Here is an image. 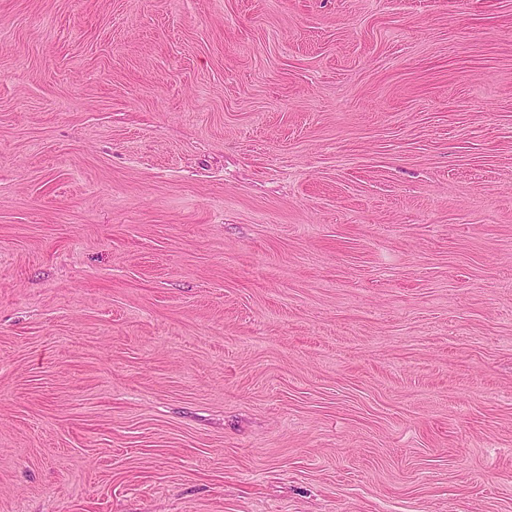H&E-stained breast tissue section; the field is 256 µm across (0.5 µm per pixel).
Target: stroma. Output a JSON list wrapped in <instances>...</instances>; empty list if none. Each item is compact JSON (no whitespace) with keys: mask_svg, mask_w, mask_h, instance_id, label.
Instances as JSON below:
<instances>
[{"mask_svg":"<svg viewBox=\"0 0 512 512\" xmlns=\"http://www.w3.org/2000/svg\"><path fill=\"white\" fill-rule=\"evenodd\" d=\"M0 512H512V0H0Z\"/></svg>","mask_w":512,"mask_h":512,"instance_id":"1","label":"stroma"}]
</instances>
